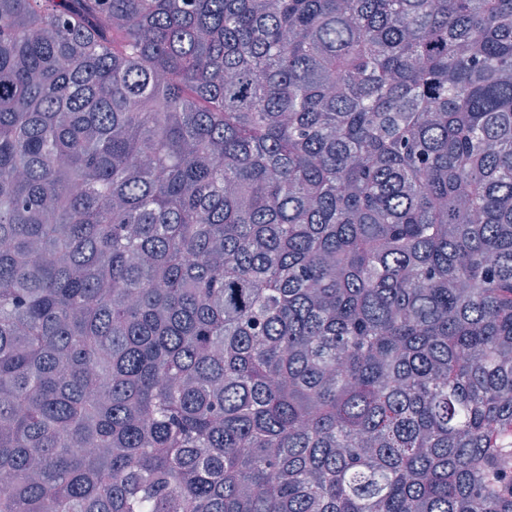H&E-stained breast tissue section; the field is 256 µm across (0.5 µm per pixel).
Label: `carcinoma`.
Masks as SVG:
<instances>
[{
    "instance_id": "1",
    "label": "carcinoma",
    "mask_w": 512,
    "mask_h": 512,
    "mask_svg": "<svg viewBox=\"0 0 512 512\" xmlns=\"http://www.w3.org/2000/svg\"><path fill=\"white\" fill-rule=\"evenodd\" d=\"M0 512H512V0H0Z\"/></svg>"
}]
</instances>
